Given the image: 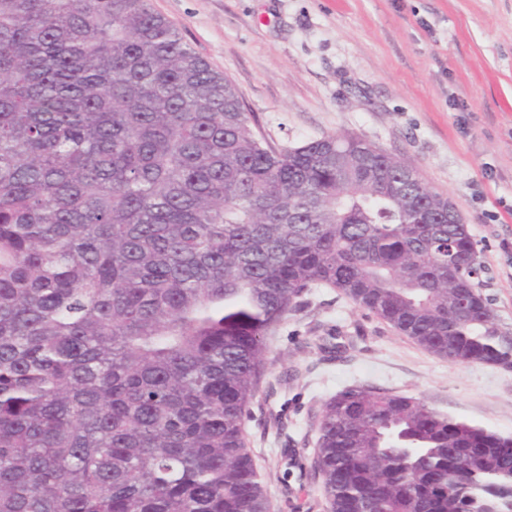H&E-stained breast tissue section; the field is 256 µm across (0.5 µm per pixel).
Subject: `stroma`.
Returning <instances> with one entry per match:
<instances>
[{
    "label": "stroma",
    "instance_id": "obj_1",
    "mask_svg": "<svg viewBox=\"0 0 512 512\" xmlns=\"http://www.w3.org/2000/svg\"><path fill=\"white\" fill-rule=\"evenodd\" d=\"M152 4L233 83L272 146L349 133L451 198L477 244L494 324L512 334V0ZM328 335L340 354L311 346ZM270 352L245 423L270 512H327L320 481L287 462L310 463L322 406L348 386L512 434V370L439 358L334 289H311Z\"/></svg>",
    "mask_w": 512,
    "mask_h": 512
}]
</instances>
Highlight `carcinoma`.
I'll return each mask as SVG.
<instances>
[{"label": "carcinoma", "instance_id": "obj_1", "mask_svg": "<svg viewBox=\"0 0 512 512\" xmlns=\"http://www.w3.org/2000/svg\"><path fill=\"white\" fill-rule=\"evenodd\" d=\"M480 272L417 169L270 145L151 0H0V512H268L245 422L303 295L512 370ZM310 468L329 512H483L512 435L352 386Z\"/></svg>", "mask_w": 512, "mask_h": 512}]
</instances>
